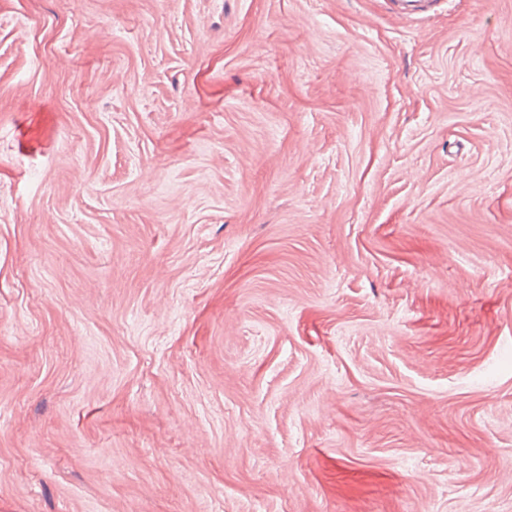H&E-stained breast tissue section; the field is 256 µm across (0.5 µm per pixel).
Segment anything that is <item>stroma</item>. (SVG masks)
Returning a JSON list of instances; mask_svg holds the SVG:
<instances>
[{
  "mask_svg": "<svg viewBox=\"0 0 512 512\" xmlns=\"http://www.w3.org/2000/svg\"><path fill=\"white\" fill-rule=\"evenodd\" d=\"M512 0H0V512H512Z\"/></svg>",
  "mask_w": 512,
  "mask_h": 512,
  "instance_id": "1",
  "label": "stroma"
}]
</instances>
